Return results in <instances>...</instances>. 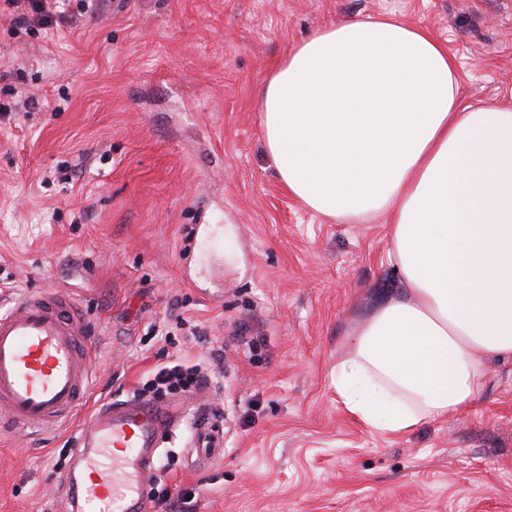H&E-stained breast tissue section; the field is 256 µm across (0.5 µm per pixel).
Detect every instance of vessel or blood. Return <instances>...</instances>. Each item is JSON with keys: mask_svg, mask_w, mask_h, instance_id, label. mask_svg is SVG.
Listing matches in <instances>:
<instances>
[{"mask_svg": "<svg viewBox=\"0 0 512 512\" xmlns=\"http://www.w3.org/2000/svg\"><path fill=\"white\" fill-rule=\"evenodd\" d=\"M74 305L43 294L18 298L0 313V406L35 432L67 426L90 387L89 357ZM170 410L108 403L75 439L73 471L62 475L80 512H140L156 433Z\"/></svg>", "mask_w": 512, "mask_h": 512, "instance_id": "1", "label": "vessel or blood"}]
</instances>
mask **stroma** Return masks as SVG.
Returning <instances> with one entry per match:
<instances>
[{"mask_svg":"<svg viewBox=\"0 0 512 512\" xmlns=\"http://www.w3.org/2000/svg\"><path fill=\"white\" fill-rule=\"evenodd\" d=\"M44 34L0 14V310L74 301L89 404L139 402L150 370L210 365L164 396L146 512H512V362L452 419L385 437L348 413L331 372L399 279L383 219L329 222L290 197L261 142L257 91L331 20L385 13L431 28L464 101L512 103V0H88ZM199 224L234 247L186 236ZM197 326L185 335L177 319ZM222 364H215V355ZM207 413L218 453L191 449ZM74 431L0 425V512H72L58 479Z\"/></svg>","mask_w":512,"mask_h":512,"instance_id":"35a3bbf8","label":"stroma"}]
</instances>
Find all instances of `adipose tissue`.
Masks as SVG:
<instances>
[{
    "label": "adipose tissue",
    "mask_w": 512,
    "mask_h": 512,
    "mask_svg": "<svg viewBox=\"0 0 512 512\" xmlns=\"http://www.w3.org/2000/svg\"><path fill=\"white\" fill-rule=\"evenodd\" d=\"M258 100L291 197L387 223L401 286L354 327L338 401L383 436L455 415L512 361V105L463 103L447 47L385 15L316 29Z\"/></svg>",
    "instance_id": "adipose-tissue-1"
}]
</instances>
